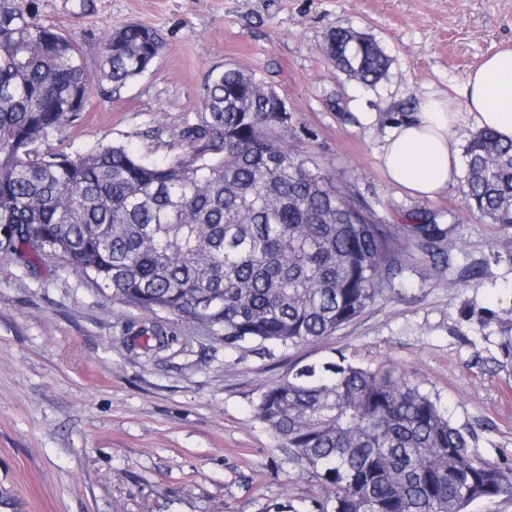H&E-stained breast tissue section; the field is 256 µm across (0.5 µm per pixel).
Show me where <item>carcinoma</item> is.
I'll return each mask as SVG.
<instances>
[{
  "label": "carcinoma",
  "mask_w": 512,
  "mask_h": 512,
  "mask_svg": "<svg viewBox=\"0 0 512 512\" xmlns=\"http://www.w3.org/2000/svg\"><path fill=\"white\" fill-rule=\"evenodd\" d=\"M162 49L131 23L102 38L98 71L77 40L41 18L38 0H0V250L60 252L112 299L224 333V344L290 350L333 335L384 297L410 247L435 255L444 230L412 211L414 240L366 224L350 186L288 146L278 96L229 68L211 75L189 155L150 163L122 146L77 154L34 145L77 113L93 83L119 93ZM321 53L364 85L387 73L372 38L328 32ZM469 208L512 226V140L480 130L465 146ZM135 336L158 348L167 331ZM258 418L324 482L316 512H464L512 497V465L485 458L472 433L395 367L345 357L305 365L262 392Z\"/></svg>",
  "instance_id": "obj_1"
}]
</instances>
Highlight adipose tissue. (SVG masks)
Instances as JSON below:
<instances>
[{"instance_id":"ef3b65f1","label":"adipose tissue","mask_w":512,"mask_h":512,"mask_svg":"<svg viewBox=\"0 0 512 512\" xmlns=\"http://www.w3.org/2000/svg\"><path fill=\"white\" fill-rule=\"evenodd\" d=\"M466 123L512 139L511 48L488 55L469 74L464 105L432 97L412 116L397 120L380 153L390 182L415 197L441 194L459 175L455 133Z\"/></svg>"}]
</instances>
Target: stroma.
I'll return each instance as SVG.
<instances>
[{
  "label": "stroma",
  "mask_w": 512,
  "mask_h": 512,
  "mask_svg": "<svg viewBox=\"0 0 512 512\" xmlns=\"http://www.w3.org/2000/svg\"><path fill=\"white\" fill-rule=\"evenodd\" d=\"M96 71L105 33L156 29L163 49L120 94L94 88L86 111L42 153L123 145L152 161L186 153L211 74L236 68L274 89L288 145L387 224L412 211L447 232L440 260L409 248L385 298L319 342L290 350L224 345L216 331L113 302L56 256L37 267L0 252V512H313L322 483L256 416L292 369L346 356L420 382L479 452L512 463V227L468 208L457 178L437 197L392 185L379 153L397 118L431 96L463 102L470 72L512 47V0H39ZM373 37L391 60L366 87L320 53L328 31ZM440 272H433V264ZM175 342L144 351L130 322Z\"/></svg>",
  "instance_id": "35a3bbf8"
}]
</instances>
